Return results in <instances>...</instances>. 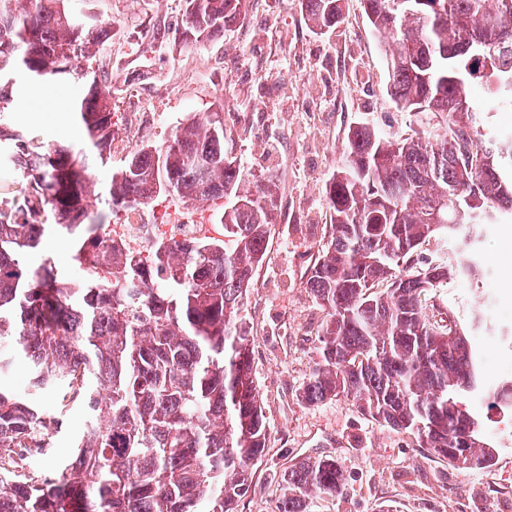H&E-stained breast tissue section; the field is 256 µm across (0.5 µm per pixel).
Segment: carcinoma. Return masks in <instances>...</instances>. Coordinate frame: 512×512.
<instances>
[{
	"label": "carcinoma",
	"instance_id": "obj_1",
	"mask_svg": "<svg viewBox=\"0 0 512 512\" xmlns=\"http://www.w3.org/2000/svg\"><path fill=\"white\" fill-rule=\"evenodd\" d=\"M181 37L209 41L246 15L248 0H182ZM500 0H363L382 41L386 96L406 112L443 114L447 128L385 137L350 128L342 163L325 183L332 211L305 282L324 313L307 382L308 404L337 397L413 436L459 469H489L498 450L485 417L465 400L485 394L481 354L468 329L429 314L428 293L450 278L477 280L478 228L512 216V140L482 145L473 86L479 62L512 47V10ZM321 34L337 29L343 0H307ZM77 0H0V167L16 194L0 202V376L22 364L30 392L0 387V512H238L267 451L254 380V338L241 315L277 220V188L255 181L224 146L221 112L194 114L171 139L148 142L91 195L90 170L112 158V95L84 62L112 38V22H73ZM81 80L74 105L81 148L13 127L8 91ZM492 96L512 101V70ZM159 195L225 197L224 238L160 242L150 260L113 243L105 215ZM76 238L80 274L27 261L45 231ZM460 237L455 262L419 248ZM48 396L53 411L42 406ZM492 407L512 413V381ZM82 433L51 470L68 412ZM278 512H311L342 492L329 455L304 457L277 478Z\"/></svg>",
	"mask_w": 512,
	"mask_h": 512
}]
</instances>
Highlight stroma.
<instances>
[{"label":"stroma","mask_w":512,"mask_h":512,"mask_svg":"<svg viewBox=\"0 0 512 512\" xmlns=\"http://www.w3.org/2000/svg\"><path fill=\"white\" fill-rule=\"evenodd\" d=\"M79 6L92 20L112 21V40L96 62L108 73L118 137L140 130L138 140L113 151L111 167L95 169L97 185L109 183L139 142L166 140L189 115L220 112L227 146L244 171L278 186L279 218L244 305L268 453L239 512H278L275 473L290 460L317 455L340 462L346 486L340 496L315 499L313 512H504L512 505V445L498 443L492 469H457L428 456L413 436L365 418L345 398L309 405L296 397L322 317L304 276L331 221L324 184L349 126L364 122L399 136L441 124L433 114L404 112L388 101L383 48L362 0H344L341 24L324 35L309 27L304 0H249L242 23L199 44L177 34L181 0H80ZM155 26L166 29L168 40L153 51L147 35ZM77 92L59 83L47 96L12 102V120L43 140L81 147L83 131L71 114ZM272 142L280 146L274 158L265 152ZM224 204L217 198L189 206L162 195L144 213L151 223L182 214L217 225ZM481 246L498 259L489 277L512 310V275L504 264L512 256V223L484 227ZM429 298L466 325L483 290L452 279Z\"/></svg>","instance_id":"1"}]
</instances>
